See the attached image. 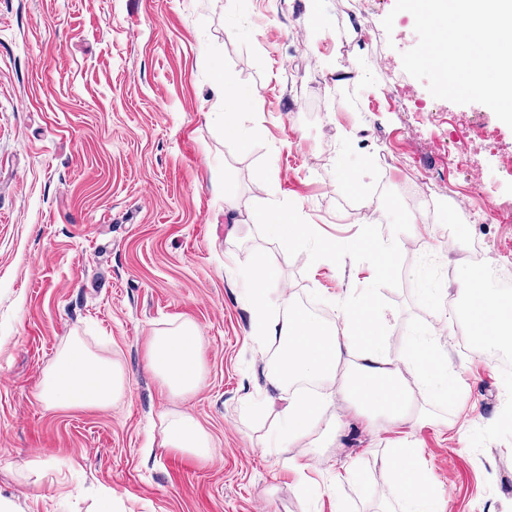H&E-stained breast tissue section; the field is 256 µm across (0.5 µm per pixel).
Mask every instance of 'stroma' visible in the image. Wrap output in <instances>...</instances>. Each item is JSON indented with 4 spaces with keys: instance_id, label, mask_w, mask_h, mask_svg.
Listing matches in <instances>:
<instances>
[{
    "instance_id": "obj_1",
    "label": "stroma",
    "mask_w": 512,
    "mask_h": 512,
    "mask_svg": "<svg viewBox=\"0 0 512 512\" xmlns=\"http://www.w3.org/2000/svg\"><path fill=\"white\" fill-rule=\"evenodd\" d=\"M395 2L0 0V495L16 512H395L378 459L399 445L419 449L440 512H512V348L476 335L458 286L475 242L512 270V216L479 224L457 205L475 183L512 199V128L404 70L418 37L407 12L385 32ZM218 69L232 77L221 93ZM224 97L242 104L248 150L224 135ZM411 176L437 182L425 225L402 192ZM272 199L331 249L293 251L274 287L332 318L373 295L390 357L425 336L460 372V399L418 397L435 425L366 427L323 385L335 433L268 447L274 414L245 402L280 400L267 375L281 342L251 338L241 276L280 251L261 219ZM396 231L404 245L378 274ZM186 320L202 382L176 397L146 340ZM75 337L122 365L112 408L40 400ZM168 412L208 433L210 458L163 447ZM351 466L360 483H337Z\"/></svg>"
}]
</instances>
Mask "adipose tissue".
<instances>
[{"label":"adipose tissue","instance_id":"ef3b65f1","mask_svg":"<svg viewBox=\"0 0 512 512\" xmlns=\"http://www.w3.org/2000/svg\"><path fill=\"white\" fill-rule=\"evenodd\" d=\"M262 218L278 230L281 250L277 262L259 260L248 273L247 283L252 296L253 336H275L285 343L278 367L268 375L272 388L297 381L336 384L338 391L351 400L355 414L369 425L403 420L413 398L408 385L412 375L433 395L460 397L457 372L439 371L415 352L403 360L387 356L385 337L371 335L363 319L364 311L372 304L371 297H362L343 308L336 327L331 329L312 314L297 309L286 290L270 293L277 263L288 262L293 250L308 243L310 229L289 217L287 207L274 202L265 208ZM459 286L472 302L471 316L478 335L511 346L512 296L502 297L489 288L479 267L464 269ZM200 342L198 330L190 322L166 335L148 336V366L171 393L185 396L199 388ZM124 388L122 366L92 353L74 338L45 374L40 397L50 408L107 409L120 399ZM324 407V400L315 396L287 397L277 414L278 438L290 442L320 427L335 430V422L323 417ZM162 420L166 448L202 459L211 457L210 437L192 417L166 414ZM414 457V449L394 448L382 457L381 466L396 483L400 512H433L434 494Z\"/></svg>","mask_w":512,"mask_h":512}]
</instances>
